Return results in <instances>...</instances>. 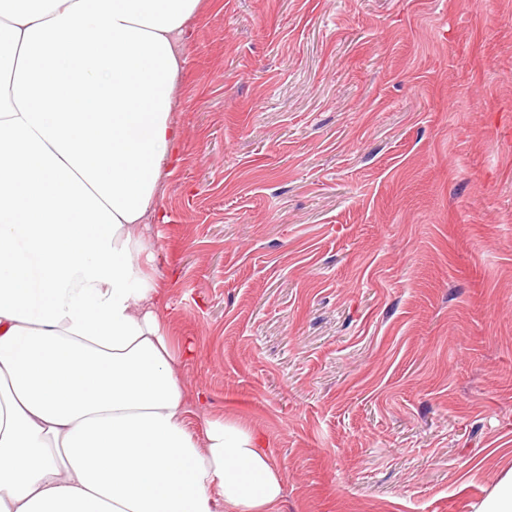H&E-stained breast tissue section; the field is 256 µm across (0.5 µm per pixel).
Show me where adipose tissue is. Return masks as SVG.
Wrapping results in <instances>:
<instances>
[{"label":"adipose tissue","instance_id":"1","mask_svg":"<svg viewBox=\"0 0 512 512\" xmlns=\"http://www.w3.org/2000/svg\"><path fill=\"white\" fill-rule=\"evenodd\" d=\"M0 0V512H275L252 431L187 425L138 231L200 0Z\"/></svg>","mask_w":512,"mask_h":512}]
</instances>
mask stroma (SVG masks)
<instances>
[{
	"mask_svg": "<svg viewBox=\"0 0 512 512\" xmlns=\"http://www.w3.org/2000/svg\"><path fill=\"white\" fill-rule=\"evenodd\" d=\"M180 52L142 233L189 427L257 433L279 512H477L512 468V0H201Z\"/></svg>",
	"mask_w": 512,
	"mask_h": 512,
	"instance_id": "35a3bbf8",
	"label": "stroma"
}]
</instances>
